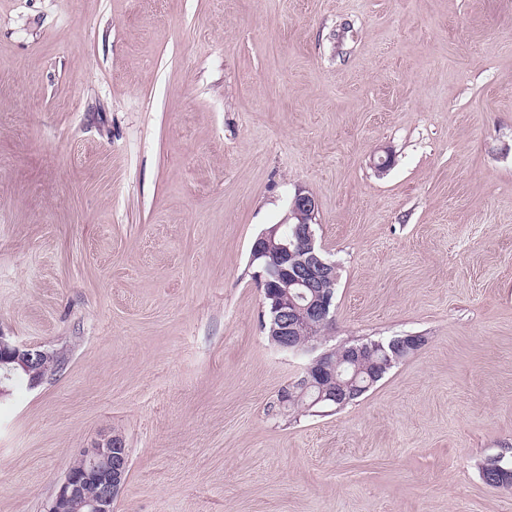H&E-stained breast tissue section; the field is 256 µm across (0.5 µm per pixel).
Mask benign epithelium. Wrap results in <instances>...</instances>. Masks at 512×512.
I'll use <instances>...</instances> for the list:
<instances>
[{"label":"benign epithelium","mask_w":512,"mask_h":512,"mask_svg":"<svg viewBox=\"0 0 512 512\" xmlns=\"http://www.w3.org/2000/svg\"><path fill=\"white\" fill-rule=\"evenodd\" d=\"M316 202L304 192L292 201L288 219L293 221V235L281 237L282 225L276 224L261 233L252 246L251 261L257 263L256 281L264 298L273 300L274 319L271 342L281 350L296 352L294 337L302 329L324 330L332 323L331 308L335 303L336 264L323 257L316 245L313 224ZM424 344L420 336H405L384 345L380 342L347 347L340 361L325 351L313 357L301 375L289 382L279 393V402L288 406L308 390L315 388L311 406L344 404L353 393L355 376L371 372L375 379L381 370L398 358L399 352L415 351ZM46 351L21 345L0 332V368L10 372L19 368L29 374V385H40L45 376L43 364ZM353 366L354 377L342 381L339 363ZM82 469L72 473L61 484L49 512H112V504L126 480V459L123 439L104 435L79 452ZM96 487L95 496L85 497L87 484Z\"/></svg>","instance_id":"1"}]
</instances>
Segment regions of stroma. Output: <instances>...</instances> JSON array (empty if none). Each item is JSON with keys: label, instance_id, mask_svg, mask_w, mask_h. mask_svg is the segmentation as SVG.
<instances>
[{"label": "stroma", "instance_id": "1", "mask_svg": "<svg viewBox=\"0 0 512 512\" xmlns=\"http://www.w3.org/2000/svg\"><path fill=\"white\" fill-rule=\"evenodd\" d=\"M318 203L324 348L425 337L283 412L250 250ZM0 512L117 432L112 512H512V0H0ZM52 354L53 355L47 359L48 354L45 350L28 345L17 344L12 341L9 336H5L3 332H0V368H4L11 372L16 371L19 368L23 369L24 372L29 374V384L28 375L20 370L13 374V377L16 374L26 376L27 378L21 375L15 377L16 381L19 383L26 381L28 387L30 385L31 388H34L40 385L45 379L43 374L44 362L45 373L53 371L60 365V357L55 352ZM14 378H12V380Z\"/></svg>", "mask_w": 512, "mask_h": 512}]
</instances>
